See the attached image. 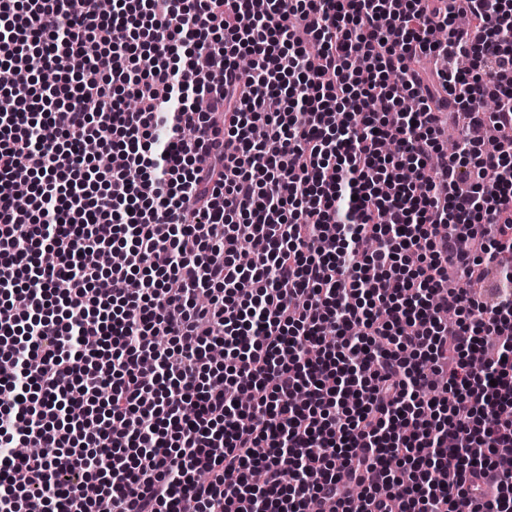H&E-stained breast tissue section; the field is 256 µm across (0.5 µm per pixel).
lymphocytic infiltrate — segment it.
Returning a JSON list of instances; mask_svg holds the SVG:
<instances>
[{
    "label": "lymphocytic infiltrate",
    "instance_id": "lymphocytic-infiltrate-1",
    "mask_svg": "<svg viewBox=\"0 0 512 512\" xmlns=\"http://www.w3.org/2000/svg\"><path fill=\"white\" fill-rule=\"evenodd\" d=\"M0 59V512H512V0H0Z\"/></svg>",
    "mask_w": 512,
    "mask_h": 512
}]
</instances>
